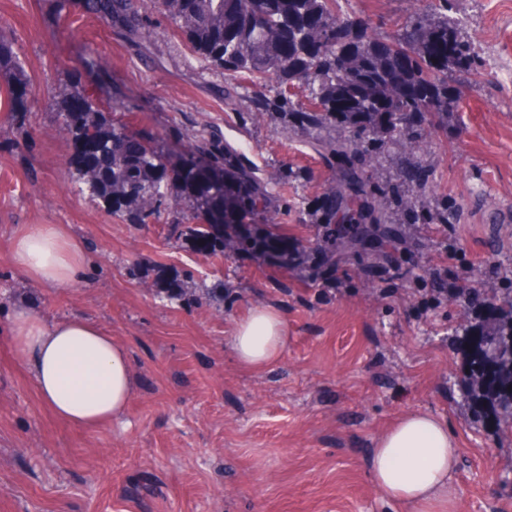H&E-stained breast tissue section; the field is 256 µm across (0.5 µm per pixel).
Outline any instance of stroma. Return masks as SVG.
<instances>
[{
    "label": "stroma",
    "mask_w": 512,
    "mask_h": 512,
    "mask_svg": "<svg viewBox=\"0 0 512 512\" xmlns=\"http://www.w3.org/2000/svg\"><path fill=\"white\" fill-rule=\"evenodd\" d=\"M427 0H344L369 33L393 34ZM484 60L447 134L413 149L451 224H405L399 275L365 287L371 256L336 255V280L267 264L257 254L203 257L170 229L183 203L152 224H129L80 193L59 102L80 81L117 123L150 137L165 158H187L190 134L210 127L248 162L273 173L287 201L288 236L314 244L304 208L330 169L302 133L224 105V77L193 57L171 21L133 43L122 24L81 0H0L6 35L27 75L31 109L0 112V512H406L375 488L365 461L398 415L446 420L459 442V512H512V434L485 428L464 387L459 303H431V267L448 249L466 269L512 280V0H457ZM23 224H57L86 250L77 287L44 288L12 265ZM180 279L193 302L169 299ZM222 293H215V286ZM25 305L80 317L129 350L138 390L126 412L95 431L57 418L40 398L10 335ZM288 326L279 361L259 373L236 363L232 327L256 305Z\"/></svg>",
    "instance_id": "35a3bbf8"
}]
</instances>
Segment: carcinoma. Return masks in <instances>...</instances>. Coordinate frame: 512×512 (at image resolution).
I'll return each instance as SVG.
<instances>
[{
	"label": "carcinoma",
	"instance_id": "1",
	"mask_svg": "<svg viewBox=\"0 0 512 512\" xmlns=\"http://www.w3.org/2000/svg\"><path fill=\"white\" fill-rule=\"evenodd\" d=\"M87 11L114 18L133 35L155 32L151 11L169 18L192 53L209 68L247 77L249 115H270L288 131L311 136L310 145L331 170L321 194L308 210L311 224H367L368 235L398 234L386 208L391 197L407 204L409 222L446 224L456 205L428 204L430 190L412 175L416 165L400 145L418 137L448 133L459 112L461 85H450L455 72L480 74L482 62L471 47L464 22L451 15L455 0H437L434 8L406 21L393 35L376 37L340 8V0H189L183 13L177 0H84ZM0 22V80L9 111H29L28 89L11 42ZM63 129L76 147L72 164L79 191L88 192L112 214L144 224L161 214L171 191L183 196L188 214L180 235L193 251L213 257L226 251L260 252L276 267L288 266V240L279 230L281 205L268 185L282 174L265 175L248 163L240 147L202 129L190 138L193 155L207 159L220 183L188 168L169 177L163 151L112 122L78 81L65 95ZM397 156L394 180L374 177L380 153ZM208 198L211 222L198 223L199 198ZM262 212L267 223L254 224ZM218 224H240L230 236L215 233ZM468 347L465 378L480 408V421L500 429L512 418V314L502 311L492 330L463 331Z\"/></svg>",
	"mask_w": 512,
	"mask_h": 512
}]
</instances>
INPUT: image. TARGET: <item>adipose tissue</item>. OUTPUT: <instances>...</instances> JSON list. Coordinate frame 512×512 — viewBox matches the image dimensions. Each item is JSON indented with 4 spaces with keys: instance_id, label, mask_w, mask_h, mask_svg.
I'll return each instance as SVG.
<instances>
[{
    "instance_id": "obj_1",
    "label": "adipose tissue",
    "mask_w": 512,
    "mask_h": 512,
    "mask_svg": "<svg viewBox=\"0 0 512 512\" xmlns=\"http://www.w3.org/2000/svg\"><path fill=\"white\" fill-rule=\"evenodd\" d=\"M11 259L27 280L54 287L77 284L85 256L57 225L27 224L14 237ZM14 333L20 358L56 416L94 429L125 413L137 379L127 349L100 327L75 317L48 322L21 309ZM287 338L279 312L259 305L235 324L231 345L240 367L259 372L279 359ZM457 462L447 424L411 411L376 441L367 467L382 494L410 512H458Z\"/></svg>"
}]
</instances>
